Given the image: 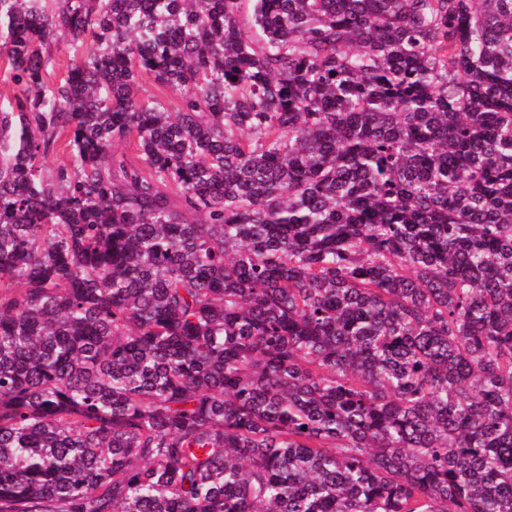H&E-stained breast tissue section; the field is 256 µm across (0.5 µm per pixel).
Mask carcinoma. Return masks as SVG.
<instances>
[{"label": "carcinoma", "mask_w": 512, "mask_h": 512, "mask_svg": "<svg viewBox=\"0 0 512 512\" xmlns=\"http://www.w3.org/2000/svg\"><path fill=\"white\" fill-rule=\"evenodd\" d=\"M0 49V512H512V0H0ZM71 44L70 39L62 32H59L53 39L49 49L51 60L46 67L47 80L57 81L66 73L68 63L73 57Z\"/></svg>", "instance_id": "cac0c4a2"}]
</instances>
